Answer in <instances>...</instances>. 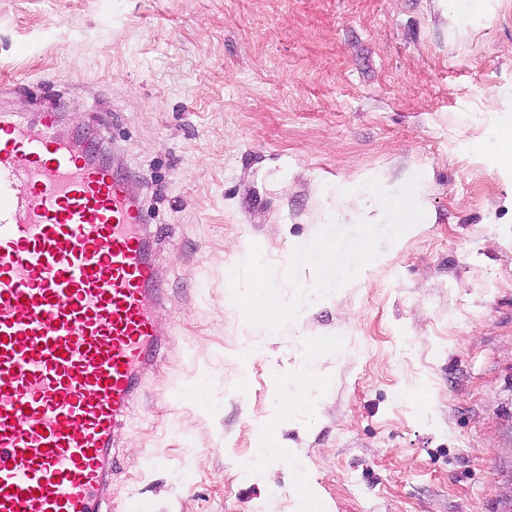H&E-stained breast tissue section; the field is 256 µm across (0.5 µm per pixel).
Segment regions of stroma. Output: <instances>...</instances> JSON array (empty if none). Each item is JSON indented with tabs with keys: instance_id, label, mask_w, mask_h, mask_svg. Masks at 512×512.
<instances>
[{
	"instance_id": "obj_1",
	"label": "stroma",
	"mask_w": 512,
	"mask_h": 512,
	"mask_svg": "<svg viewBox=\"0 0 512 512\" xmlns=\"http://www.w3.org/2000/svg\"><path fill=\"white\" fill-rule=\"evenodd\" d=\"M41 82L120 155L163 289L110 512H512V158L473 150L512 131V0H0L11 109ZM358 178L417 181L424 219L249 325L229 261L258 250L289 298Z\"/></svg>"
}]
</instances>
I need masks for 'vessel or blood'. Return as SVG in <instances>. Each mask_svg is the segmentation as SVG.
<instances>
[{
    "mask_svg": "<svg viewBox=\"0 0 512 512\" xmlns=\"http://www.w3.org/2000/svg\"><path fill=\"white\" fill-rule=\"evenodd\" d=\"M0 88V512H106L115 442L165 340L126 178Z\"/></svg>",
    "mask_w": 512,
    "mask_h": 512,
    "instance_id": "1",
    "label": "vessel or blood"
}]
</instances>
